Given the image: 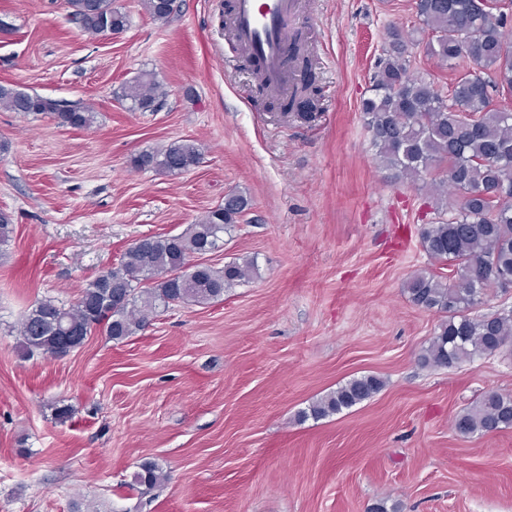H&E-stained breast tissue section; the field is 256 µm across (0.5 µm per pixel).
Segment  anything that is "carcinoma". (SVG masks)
Segmentation results:
<instances>
[{
  "label": "carcinoma",
  "instance_id": "obj_1",
  "mask_svg": "<svg viewBox=\"0 0 512 512\" xmlns=\"http://www.w3.org/2000/svg\"><path fill=\"white\" fill-rule=\"evenodd\" d=\"M85 32L121 31L124 12L112 0H68ZM146 13L166 24L174 18L167 0H142ZM512 0H418L415 32L426 38V54L448 67L453 78L442 90L412 71L411 35L393 27L375 65L372 91L361 100L364 124L376 158L397 176L425 186L434 218L420 230L429 260L450 274L420 269L406 290L410 302L438 315L428 345L418 357L423 368H450L477 357L512 349V310H472L495 288L512 279V198L495 190L512 183V35L500 16ZM123 97L140 112H155L166 97L163 84L145 73L123 88ZM0 107L48 114L62 126L89 129L96 113L0 84ZM202 151L192 140L164 149H146L133 168L172 175L198 166ZM250 208L242 193L209 211L181 236L144 235L122 253L119 267L101 272L66 305L51 298L30 307L19 322L20 347L27 357H56L60 345L81 347L97 332L123 340L145 329L150 319L173 305H207L258 273L253 258H237L216 268L194 258L224 245ZM385 380L374 374L354 377L314 400L298 419L321 420L349 410L378 394ZM462 437L512 429V394L485 392L453 420ZM165 480L163 469L144 461L130 486L141 492Z\"/></svg>",
  "mask_w": 512,
  "mask_h": 512
}]
</instances>
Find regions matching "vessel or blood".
<instances>
[{"instance_id": "b4317fda", "label": "vessel or blood", "mask_w": 512, "mask_h": 512, "mask_svg": "<svg viewBox=\"0 0 512 512\" xmlns=\"http://www.w3.org/2000/svg\"><path fill=\"white\" fill-rule=\"evenodd\" d=\"M298 0H231L228 30L244 59L258 69L263 90L279 94L293 84L292 34Z\"/></svg>"}]
</instances>
